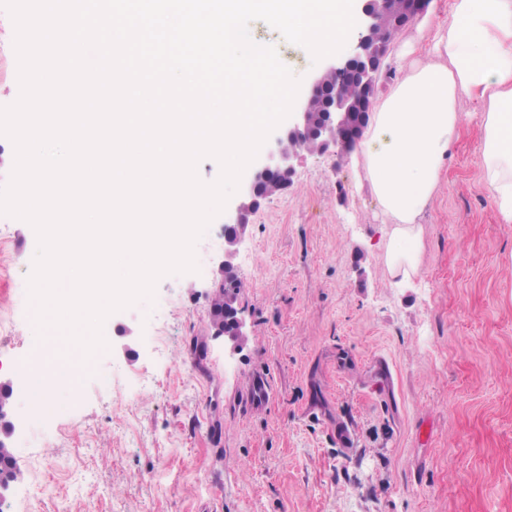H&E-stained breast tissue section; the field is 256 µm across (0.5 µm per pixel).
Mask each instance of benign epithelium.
Masks as SVG:
<instances>
[{
    "label": "benign epithelium",
    "mask_w": 512,
    "mask_h": 512,
    "mask_svg": "<svg viewBox=\"0 0 512 512\" xmlns=\"http://www.w3.org/2000/svg\"><path fill=\"white\" fill-rule=\"evenodd\" d=\"M360 2L361 15L351 50L334 59L314 79L310 92L282 129L277 146L253 170L235 212L225 220L224 258L218 265L214 279L205 288V294H211L227 276L236 274L233 260L249 223V216L265 201L263 187L273 179L280 180V187L287 186L298 152L305 149V141H316L321 154L332 152L345 157L349 140L361 138L366 128L365 119L372 112L377 79L390 47L389 43L375 38V31L387 22L404 28L425 12L430 0H407V9L402 16L390 14V0ZM346 85L354 87L355 93L344 92ZM285 140L294 143V147L287 152L281 148ZM228 303L229 306L224 308V324L215 329L213 336L224 340V345L236 352L245 345L246 322L236 298L229 297Z\"/></svg>",
    "instance_id": "obj_1"
}]
</instances>
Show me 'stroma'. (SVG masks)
Returning <instances> with one entry per match:
<instances>
[{
	"label": "stroma",
	"mask_w": 512,
	"mask_h": 512,
	"mask_svg": "<svg viewBox=\"0 0 512 512\" xmlns=\"http://www.w3.org/2000/svg\"><path fill=\"white\" fill-rule=\"evenodd\" d=\"M422 35L414 21L395 36L377 95ZM14 36L0 8V106L20 94ZM461 108L408 282L384 266L387 219L361 165L305 154L235 260L248 342L233 356L204 294L223 217L195 246L206 276H164L153 300L109 315V347L87 364L37 331L33 227L0 223V377L39 340L48 365H75L50 382L51 412L14 397L25 479L0 512H512V224L480 182L479 108ZM257 372L275 387L260 408L244 396ZM340 421L352 447L336 444Z\"/></svg>",
	"instance_id": "1"
}]
</instances>
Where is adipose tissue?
Wrapping results in <instances>:
<instances>
[{"instance_id":"ef3b65f1","label":"adipose tissue","mask_w":512,"mask_h":512,"mask_svg":"<svg viewBox=\"0 0 512 512\" xmlns=\"http://www.w3.org/2000/svg\"><path fill=\"white\" fill-rule=\"evenodd\" d=\"M449 8L454 25L432 31L423 58L374 101L354 148L389 220L387 271L402 280L420 269L421 218L461 136V98L481 106V183L501 221L512 223V0H450Z\"/></svg>"}]
</instances>
